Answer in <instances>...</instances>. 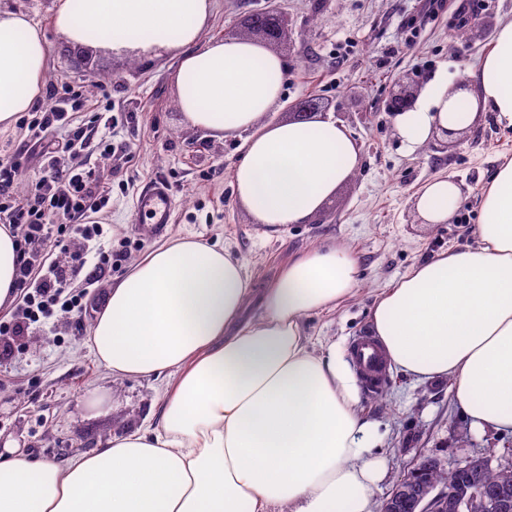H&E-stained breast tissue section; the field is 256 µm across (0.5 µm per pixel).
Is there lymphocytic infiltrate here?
Returning a JSON list of instances; mask_svg holds the SVG:
<instances>
[{"label": "lymphocytic infiltrate", "instance_id": "1", "mask_svg": "<svg viewBox=\"0 0 512 512\" xmlns=\"http://www.w3.org/2000/svg\"><path fill=\"white\" fill-rule=\"evenodd\" d=\"M48 97L49 104H36L26 123L29 138L0 153V219L14 235L20 253L14 281L17 309L11 320L0 323V356L8 353L13 337L28 323L50 317L54 309L70 312L80 305L81 296H62L65 276L51 259L62 242L54 238L52 227L62 219L74 223L84 241L101 236L98 224L90 223L89 217L101 211L112 194L92 170L69 162L71 154L85 149L88 138L70 116L83 108L82 92L66 83L50 89ZM60 130L66 133L61 140L55 137ZM34 143L40 147L43 175L19 200L15 184L20 161Z\"/></svg>", "mask_w": 512, "mask_h": 512}]
</instances>
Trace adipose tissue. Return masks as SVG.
Wrapping results in <instances>:
<instances>
[{"instance_id":"adipose-tissue-1","label":"adipose tissue","mask_w":512,"mask_h":512,"mask_svg":"<svg viewBox=\"0 0 512 512\" xmlns=\"http://www.w3.org/2000/svg\"><path fill=\"white\" fill-rule=\"evenodd\" d=\"M214 0H57L56 34L88 53L177 58L184 121L243 135L234 192L255 223L304 224L359 167L341 124L317 116L264 122L287 66L254 39L203 41ZM48 68L43 32L0 8V127L38 101ZM463 82L426 83L397 113L409 147L483 115L512 130V21ZM462 191L452 176L415 198L427 224L450 221ZM360 284L356 254L326 244L294 256L259 313L244 264L221 246L178 236L112 284L89 348L113 378H172L154 429L116 436L66 467L0 454V512H375L385 475L376 419L358 409L355 372L339 343L318 352L306 318ZM369 324L389 362L418 379L449 380L479 431L512 430V158L485 188L471 244L413 265L377 295Z\"/></svg>"}]
</instances>
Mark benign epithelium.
<instances>
[{"label": "benign epithelium", "instance_id": "7a95c632", "mask_svg": "<svg viewBox=\"0 0 512 512\" xmlns=\"http://www.w3.org/2000/svg\"><path fill=\"white\" fill-rule=\"evenodd\" d=\"M248 30L260 36L270 39H278L283 34V19L279 15L270 12H256L251 15L248 23ZM416 89L408 84L400 92L391 96L388 101V109L392 112H403L413 104ZM318 109V104L309 99H301L292 106L294 119L305 120ZM408 499L412 502L413 512H487L493 508L497 512H506L509 504L500 503L496 500H488L479 495L476 491L470 494H462L457 486L448 490L434 492V488H425L417 491L410 486L408 479L404 478L397 482L392 489L386 506L392 508L400 500Z\"/></svg>", "mask_w": 512, "mask_h": 512}]
</instances>
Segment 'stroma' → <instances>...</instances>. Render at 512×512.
<instances>
[{
	"instance_id": "stroma-1",
	"label": "stroma",
	"mask_w": 512,
	"mask_h": 512,
	"mask_svg": "<svg viewBox=\"0 0 512 512\" xmlns=\"http://www.w3.org/2000/svg\"><path fill=\"white\" fill-rule=\"evenodd\" d=\"M465 0H215L205 39L246 31L254 12L273 11L288 32L271 49L287 72L282 97L264 119H290L291 105L315 99L341 123L361 150V164L335 197L308 223L274 230L254 223L233 193L240 138L216 139L186 126L176 103L174 57L84 55L66 46L52 27L53 0H0L22 8L43 27L49 46L47 83L81 86L86 107L73 113L92 142L104 134L129 145V154L98 160L94 174L111 183L108 206L95 214L102 243L120 259L103 279L87 285L68 275V293L82 297L70 313L56 312L25 328L0 358V449L14 443L31 458L63 465L124 430L157 424L158 382L113 380L89 350L90 329L102 297L130 265L156 243L194 234L241 259L257 291L269 288L294 255L328 243L349 246L360 265L358 292L336 310L311 314L310 336L321 345L350 342L368 328L379 292L412 265L471 243L481 220L482 190L502 157H512V131L484 117L469 133L450 138L447 150L427 142L408 150L386 103L407 79L425 84L448 61L476 65L493 38L487 28L512 20V0H486L476 14ZM452 175L462 190L458 214L447 224L421 223L413 198L431 178ZM169 186L174 222L162 232L138 223L134 202L150 181ZM360 408L380 421L377 453L387 475L375 492L384 504L417 460L448 469L484 457L507 465L512 434L474 430L460 413L448 380L419 381L390 369L383 388L360 392Z\"/></svg>"
}]
</instances>
